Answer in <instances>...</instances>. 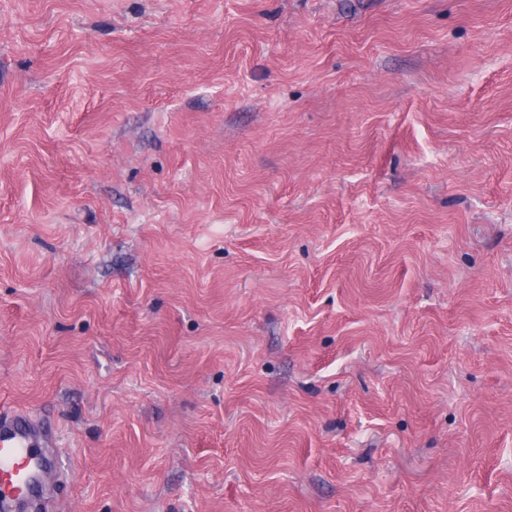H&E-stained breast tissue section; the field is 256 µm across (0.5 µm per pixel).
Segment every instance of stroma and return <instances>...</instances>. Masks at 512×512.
<instances>
[{
    "mask_svg": "<svg viewBox=\"0 0 512 512\" xmlns=\"http://www.w3.org/2000/svg\"><path fill=\"white\" fill-rule=\"evenodd\" d=\"M60 512H512V0H0V407Z\"/></svg>",
    "mask_w": 512,
    "mask_h": 512,
    "instance_id": "1",
    "label": "stroma"
}]
</instances>
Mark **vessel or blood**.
<instances>
[{
	"mask_svg": "<svg viewBox=\"0 0 512 512\" xmlns=\"http://www.w3.org/2000/svg\"><path fill=\"white\" fill-rule=\"evenodd\" d=\"M56 446L50 419L24 408H0V512H11L17 499L39 488Z\"/></svg>",
	"mask_w": 512,
	"mask_h": 512,
	"instance_id": "vessel-or-blood-1",
	"label": "vessel or blood"
}]
</instances>
